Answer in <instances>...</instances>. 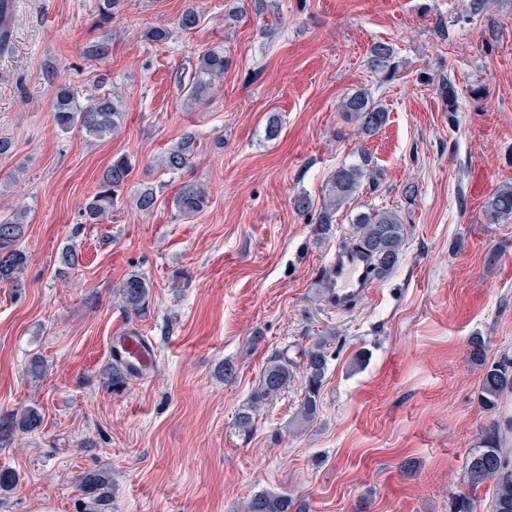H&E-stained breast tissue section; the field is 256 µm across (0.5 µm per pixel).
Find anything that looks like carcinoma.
<instances>
[{
	"label": "carcinoma",
	"instance_id": "obj_1",
	"mask_svg": "<svg viewBox=\"0 0 512 512\" xmlns=\"http://www.w3.org/2000/svg\"><path fill=\"white\" fill-rule=\"evenodd\" d=\"M463 11L470 21L481 17L487 0H461ZM122 0H99L96 24L100 28L112 22L121 8ZM12 9L8 0H0V53L10 47ZM201 22V15L192 6L186 7L178 16L176 28L191 32ZM394 47L386 42L375 43L367 57V68L381 78H393L396 73ZM229 60L224 49L211 48L199 53L194 64L191 82L186 86L189 104L208 100L214 90L223 82L224 71ZM435 93L444 104V111H458L457 91L449 77L438 79ZM124 100L116 92H103L93 96L87 104L79 101L78 92L64 85L57 89L51 114L55 127L68 133L78 128L85 134L104 139L118 130L123 119ZM339 110L355 119L363 137L379 132L388 120L387 110L377 104L367 90L346 95L340 102ZM196 135L187 132L157 159V166L172 174L180 173L192 166L196 154ZM134 163L128 154L112 158L105 169L94 194L85 204V223L99 224L124 204L126 185ZM371 158L363 153L360 162L342 165L330 176L322 204L313 209L311 200L299 195L294 200L295 209L308 217L316 238H325L333 231L336 213L356 194L363 181L377 180ZM159 187L142 183L134 192L133 202L142 213L148 214L155 208ZM210 194L206 186L185 181L176 190L172 205L177 216L188 219L202 212L209 204ZM25 214L17 209L9 217L0 220V286L6 285L19 290L24 287L22 276L28 256L20 248L19 241L25 234ZM485 220L499 224L512 218V185H502L486 202ZM405 241V229L398 214L392 210H369L359 213L353 221L350 246L362 251L371 260L375 277L383 279L390 275L399 263ZM123 306L130 315L140 316L150 302V285L139 273H131L118 285ZM329 341L314 338L301 350L303 379L301 381V404L299 416L302 422L315 420L320 404L321 390L327 371L330 354ZM472 359L484 366L480 387V401L487 410L497 407L504 394L512 392V358L505 356L491 363L485 356V342L476 336L470 341ZM130 377L124 366L114 363L107 375L112 391L120 392L127 386ZM296 380L294 362L279 353L266 362L260 377V390L255 393L248 409L238 414L239 424L251 428L258 416L261 405L274 392H284ZM42 425V415L34 407L21 411L0 410V446L13 440L18 433H31ZM512 431V420L504 423L495 421L481 431L475 448L466 461L464 482L469 492H460L452 499V512H477L476 490L484 484L492 486L490 512H512V448L505 447L504 432ZM112 479L102 471L86 473L80 480L79 491L96 504L111 489ZM243 512H291V499L285 495L260 492L245 501Z\"/></svg>",
	"mask_w": 512,
	"mask_h": 512
}]
</instances>
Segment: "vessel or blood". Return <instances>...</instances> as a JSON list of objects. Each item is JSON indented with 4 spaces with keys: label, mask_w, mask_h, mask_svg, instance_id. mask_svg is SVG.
<instances>
[{
    "label": "vessel or blood",
    "mask_w": 512,
    "mask_h": 512,
    "mask_svg": "<svg viewBox=\"0 0 512 512\" xmlns=\"http://www.w3.org/2000/svg\"><path fill=\"white\" fill-rule=\"evenodd\" d=\"M334 283L328 302L343 310L365 297L371 288L373 274L368 261L359 253L340 250L320 268ZM112 353L135 374L149 372L155 364V353L150 342L127 331L112 339Z\"/></svg>",
    "instance_id": "obj_1"
}]
</instances>
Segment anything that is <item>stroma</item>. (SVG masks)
<instances>
[{
    "instance_id": "obj_1",
    "label": "stroma",
    "mask_w": 512,
    "mask_h": 512,
    "mask_svg": "<svg viewBox=\"0 0 512 512\" xmlns=\"http://www.w3.org/2000/svg\"><path fill=\"white\" fill-rule=\"evenodd\" d=\"M98 0H12V49L0 53V216L26 210L29 261L21 290L0 287V410L37 408L41 428L0 447V512H89L80 478L103 471L101 512H241L255 492L291 497L301 512H450L481 430L512 419L478 400L486 357H512V220L489 224L484 206L512 184V0H489L478 20L459 0H273L267 14L224 18L225 0H123L108 29ZM192 33L174 25L187 6ZM173 29L164 45L145 40ZM110 40L106 59L87 51ZM393 45L397 71L382 82L365 65L371 45ZM223 46L230 65L212 100L185 106L196 56ZM121 92L112 137L52 122L57 88L97 94L99 74ZM453 79L446 112L430 78ZM366 89L389 113L360 138L339 110ZM278 114L281 129L265 136ZM187 132L191 168L171 174L157 156ZM367 151L380 169L316 239L296 195L320 204L341 164ZM135 165L131 187L161 185L152 214L125 202L104 224L81 208L113 157ZM206 185L190 219L172 205L179 184ZM398 211L405 246L391 275L350 309L331 307L319 269L349 242L368 209ZM79 262L61 269L65 246ZM151 283L145 314H127L117 284ZM139 331L157 364L125 390L106 387L113 336ZM317 336L331 357L313 423L300 426L299 387L271 396L251 430L237 423L275 353L298 358ZM46 372L29 374L32 358ZM235 374L224 379L220 367Z\"/></svg>"
}]
</instances>
